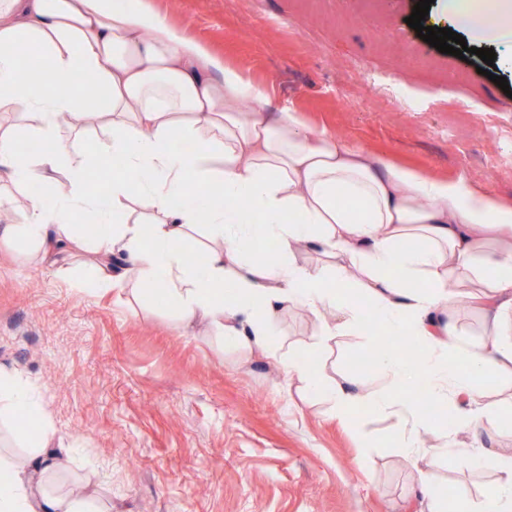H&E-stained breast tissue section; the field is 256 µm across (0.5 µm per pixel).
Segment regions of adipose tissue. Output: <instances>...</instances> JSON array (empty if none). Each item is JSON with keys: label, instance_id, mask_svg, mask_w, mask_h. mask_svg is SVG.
Returning a JSON list of instances; mask_svg holds the SVG:
<instances>
[{"label": "adipose tissue", "instance_id": "ef3b65f1", "mask_svg": "<svg viewBox=\"0 0 512 512\" xmlns=\"http://www.w3.org/2000/svg\"><path fill=\"white\" fill-rule=\"evenodd\" d=\"M445 19L481 44L512 42V0H447ZM46 62L55 87L31 79ZM81 76L97 92L71 91ZM253 108H243L244 100ZM265 91L173 28L147 0H0V175L23 186L53 183L50 196L20 199L19 232L43 257L89 248L88 279L113 284L112 272L161 292L188 322H202L226 344L270 352V326L281 311L321 316V342L362 335L353 291H362L394 336H416L418 356L403 360L373 348L384 390L358 377L322 373L310 356L284 362L331 419L384 408L399 425L409 460L451 452L473 457L498 476L478 512H512V404L489 398V380H512V205L472 188L388 162L314 129L293 108L266 118ZM110 126V141L72 159L61 129L71 117ZM33 136L32 159L18 144ZM121 162L108 193L91 191L88 168ZM66 181H58L61 169ZM259 224L246 226L245 212ZM111 212L108 221L101 212ZM99 218L93 238L77 215ZM210 225L223 246L189 264L193 225ZM313 253L300 263V252ZM466 295L485 321L486 342L472 348L455 300ZM451 404L452 421L436 433L424 401ZM51 457L13 468L0 481V512H99L87 498L49 493Z\"/></svg>", "mask_w": 512, "mask_h": 512}]
</instances>
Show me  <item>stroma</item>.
<instances>
[{
    "label": "stroma",
    "mask_w": 512,
    "mask_h": 512,
    "mask_svg": "<svg viewBox=\"0 0 512 512\" xmlns=\"http://www.w3.org/2000/svg\"><path fill=\"white\" fill-rule=\"evenodd\" d=\"M418 0H151L316 129L392 163L512 204V98L495 77L420 39ZM88 251L43 259L0 238V368L28 384L53 424L20 438L0 417V458L44 441L58 467L51 492L84 489L100 512H425L422 481L480 502L496 474L451 453L406 459L395 419L374 409L347 427L299 380L128 281L83 284ZM321 319L284 312L282 354L313 350ZM381 338L339 336L316 352L326 372H354Z\"/></svg>",
    "instance_id": "35a3bbf8"
}]
</instances>
